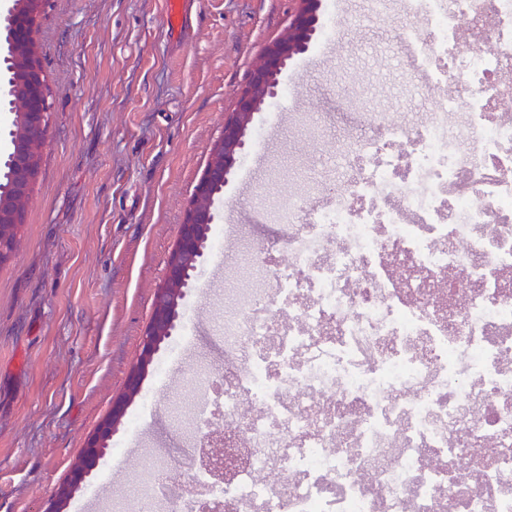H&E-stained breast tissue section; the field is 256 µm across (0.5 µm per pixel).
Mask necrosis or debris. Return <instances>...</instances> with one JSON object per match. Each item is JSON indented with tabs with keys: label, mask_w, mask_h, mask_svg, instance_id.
<instances>
[{
	"label": "necrosis or debris",
	"mask_w": 512,
	"mask_h": 512,
	"mask_svg": "<svg viewBox=\"0 0 512 512\" xmlns=\"http://www.w3.org/2000/svg\"><path fill=\"white\" fill-rule=\"evenodd\" d=\"M409 2L431 119L373 122L335 197L280 212L288 260L192 419L223 417L236 470L207 497L149 481L144 512H512V0Z\"/></svg>",
	"instance_id": "necrosis-or-debris-1"
}]
</instances>
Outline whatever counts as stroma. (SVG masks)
Masks as SVG:
<instances>
[{
	"label": "stroma",
	"instance_id": "35a3bbf8",
	"mask_svg": "<svg viewBox=\"0 0 512 512\" xmlns=\"http://www.w3.org/2000/svg\"><path fill=\"white\" fill-rule=\"evenodd\" d=\"M316 41L280 76L285 93L255 112L247 147L215 199L233 242L207 250L179 306L194 318L178 377L147 374L152 413L129 414L93 483L112 512H132L141 483L191 482L182 453L207 375L231 359L220 332L246 289L272 287L286 260L278 221L290 200L320 202L327 172L366 118L419 121L432 92L414 73L405 31L420 18L406 0H334ZM292 0H47L40 53L52 111L20 247L0 268V512H43L136 362L165 263L224 120L264 47L288 24Z\"/></svg>",
	"mask_w": 512,
	"mask_h": 512
}]
</instances>
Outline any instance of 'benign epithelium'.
Masks as SVG:
<instances>
[{"mask_svg":"<svg viewBox=\"0 0 512 512\" xmlns=\"http://www.w3.org/2000/svg\"><path fill=\"white\" fill-rule=\"evenodd\" d=\"M288 27L264 49L260 63L251 71L239 94L236 108L224 121V133L213 146L207 167L194 188L190 204L180 224L177 245L169 255L165 281L154 295L151 320L139 348L136 365L125 381V393L112 400V410L88 440L81 460L72 465L68 479L56 486L44 512H61L65 502L97 466L108 449L113 433L123 422L132 400L139 394L144 376L161 344L176 328L177 308L188 290L193 273L202 261L214 224V201L217 189L228 182L238 156L245 148V137L254 112L280 94L279 76L288 61L309 49L317 32L320 0H294ZM45 0L11 2L0 15V22L11 28L12 71L27 74V79L9 77L0 70V110L17 116L18 128H10L5 162L13 170L10 187L0 196V256H14L19 240L3 236V225L18 224L25 219V203L36 172L39 147L48 133L51 104L39 53L38 18ZM234 455L223 457L207 453L204 467L218 481L236 466Z\"/></svg>","mask_w":512,"mask_h":512,"instance_id":"benign-epithelium-1","label":"benign epithelium"}]
</instances>
